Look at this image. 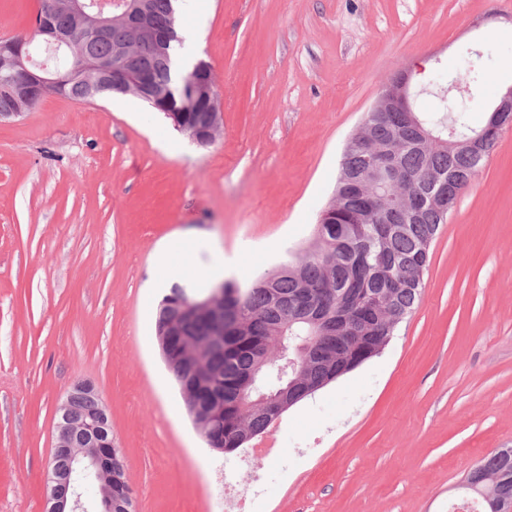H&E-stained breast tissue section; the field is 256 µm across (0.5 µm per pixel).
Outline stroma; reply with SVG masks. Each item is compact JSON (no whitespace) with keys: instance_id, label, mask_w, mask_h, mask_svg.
Returning <instances> with one entry per match:
<instances>
[{"instance_id":"1","label":"stroma","mask_w":512,"mask_h":512,"mask_svg":"<svg viewBox=\"0 0 512 512\" xmlns=\"http://www.w3.org/2000/svg\"><path fill=\"white\" fill-rule=\"evenodd\" d=\"M189 62L212 68L221 134L201 147L131 96L45 94L0 122V512H44L57 404L93 383L136 512H224L164 367L159 251L200 241L176 282L247 285L307 249L345 144L396 71L414 111L458 51L491 48L471 122L512 88V0H180ZM39 0H0V37ZM238 468L252 512H448L512 448V127L430 246L418 308L382 352L287 410Z\"/></svg>"}]
</instances>
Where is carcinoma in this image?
<instances>
[{"label":"carcinoma","instance_id":"obj_1","mask_svg":"<svg viewBox=\"0 0 512 512\" xmlns=\"http://www.w3.org/2000/svg\"><path fill=\"white\" fill-rule=\"evenodd\" d=\"M177 0H145L150 26L167 35V51L148 50L132 40L118 16L123 7L94 0L90 15L103 9L111 18L102 31L78 24L65 10L53 17L52 30L69 35L73 55L54 61L63 76L50 92L87 101L90 87L112 94L107 70L119 61L136 77L170 92L164 103L189 125H206L209 113L185 105L184 89L192 77L176 70L173 52L185 39L177 22ZM490 55L466 48L457 76L441 69L431 86L439 106L435 112L366 113L365 138L396 147L390 163L408 186L403 200L394 185L373 169L363 178L371 185L363 197L348 180L362 173V139L350 137L341 162L335 193L345 202L327 205L315 225L312 246L242 287L222 283L224 309L215 317L206 304L209 294L196 295L175 285L159 304L156 339L167 370L194 427L212 450L231 455L277 420L270 402L282 397L293 405L356 368L370 349L381 353L398 325L419 305L431 242L446 223L448 211L427 203L432 179L447 184L453 198L469 186L494 148L500 132L475 127L469 112L476 103L481 70L476 60ZM462 82L466 91L453 88ZM16 111L8 73L0 72V114ZM103 407L95 391L74 392L65 448H52L61 472L68 470L70 451L86 448L89 427ZM112 439V480L94 473L71 477L86 508L135 512L129 496L122 449ZM465 497L492 512L503 497L512 498V448H499L468 476Z\"/></svg>","mask_w":512,"mask_h":512}]
</instances>
